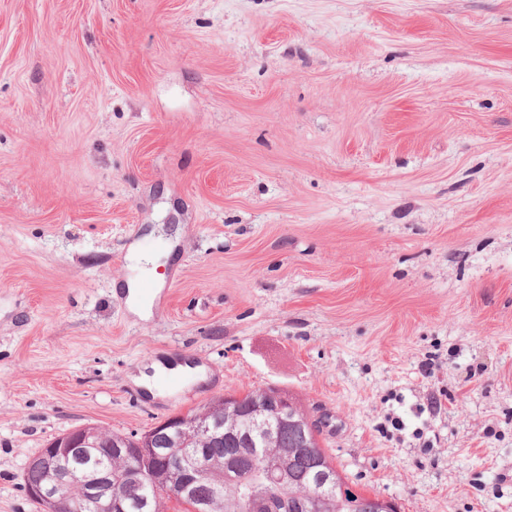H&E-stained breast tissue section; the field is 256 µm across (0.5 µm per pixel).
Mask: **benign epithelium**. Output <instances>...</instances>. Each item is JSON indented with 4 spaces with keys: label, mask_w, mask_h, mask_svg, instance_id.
<instances>
[{
    "label": "benign epithelium",
    "mask_w": 512,
    "mask_h": 512,
    "mask_svg": "<svg viewBox=\"0 0 512 512\" xmlns=\"http://www.w3.org/2000/svg\"><path fill=\"white\" fill-rule=\"evenodd\" d=\"M262 392L263 407L282 412L288 411L291 399L286 392L271 386L263 388ZM209 415V409L202 408L192 416L176 414L161 423V427L180 434L185 433L196 441L194 448L175 460L159 459L160 480L173 482L175 490L187 497L192 494L195 482L207 469L203 442L210 432ZM152 434L151 430L144 432L134 448L130 447L125 437L114 440L113 454L122 456L129 462L133 461V458L146 453L144 445L150 440ZM97 437L98 431L93 427L76 428L48 442L45 448L30 459L32 463L40 462L49 467L46 483L29 489V497L41 506L42 512H58V509L63 507L61 490L73 483L82 486V497L98 502L105 512H124L121 488L128 478L134 476V465H129L127 473L123 475H116L105 467L87 470L79 466L56 465L57 460L72 457L75 449L93 446ZM224 480L227 484L234 486L243 498L253 501L260 512L288 510V501L270 493H258L252 481L233 466L225 467Z\"/></svg>",
    "instance_id": "benign-epithelium-1"
}]
</instances>
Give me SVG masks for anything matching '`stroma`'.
<instances>
[{
    "instance_id": "obj_1",
    "label": "stroma",
    "mask_w": 512,
    "mask_h": 512,
    "mask_svg": "<svg viewBox=\"0 0 512 512\" xmlns=\"http://www.w3.org/2000/svg\"><path fill=\"white\" fill-rule=\"evenodd\" d=\"M267 386L352 491L512 512V0H0V512ZM201 372V368L193 367L187 361L170 362L168 366L162 365L159 362H153L150 365L144 366V369L136 378V382L148 390L156 388L160 392H163L165 389L157 384V381L160 377L173 375L182 378V376L187 374L199 375Z\"/></svg>"
}]
</instances>
